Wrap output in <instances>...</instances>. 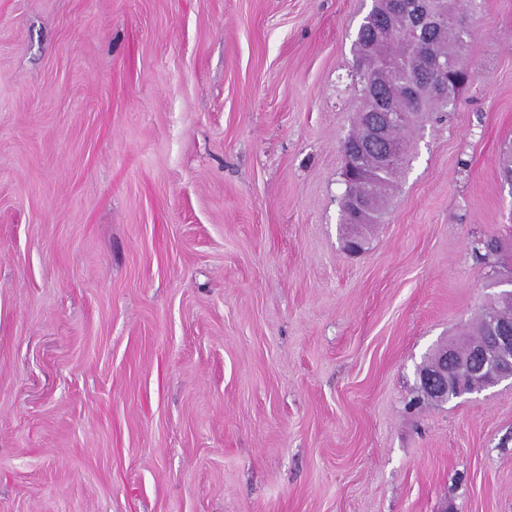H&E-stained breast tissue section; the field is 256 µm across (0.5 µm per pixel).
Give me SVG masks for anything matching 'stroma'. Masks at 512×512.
<instances>
[{
    "label": "stroma",
    "instance_id": "35a3bbf8",
    "mask_svg": "<svg viewBox=\"0 0 512 512\" xmlns=\"http://www.w3.org/2000/svg\"><path fill=\"white\" fill-rule=\"evenodd\" d=\"M373 0H0V512H512V0L345 248ZM504 320H512V305H502L498 309ZM498 315L488 314L484 318V333L481 336V319L471 330L462 335L479 336L465 338L459 343L448 344V350H441L422 373H418V382L426 396L434 402H448L451 390L456 397L480 393L504 380L512 381V323L502 320ZM466 351L467 356H462ZM464 378L481 382L480 388L466 390L461 383Z\"/></svg>",
    "mask_w": 512,
    "mask_h": 512
}]
</instances>
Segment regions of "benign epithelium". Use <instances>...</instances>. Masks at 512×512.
<instances>
[{"instance_id": "obj_1", "label": "benign epithelium", "mask_w": 512, "mask_h": 512, "mask_svg": "<svg viewBox=\"0 0 512 512\" xmlns=\"http://www.w3.org/2000/svg\"><path fill=\"white\" fill-rule=\"evenodd\" d=\"M366 69L362 73L363 94L368 99H377L381 108L377 112L365 113L363 122L364 138L346 140L343 143L344 177L347 184L358 181L357 159L367 150L377 152L379 166L392 169L400 166L405 155V145L396 132L419 122L422 113L419 109L407 106L416 101L418 95L427 96L431 105H448V83L444 75L450 69L464 67L463 58H437V64L423 72V77L411 78L405 75L407 67L391 58L383 62L371 60L366 53ZM370 192L346 197L351 214L350 225L357 227L372 224L383 214V197ZM464 378L476 379L481 387L467 390L461 383ZM512 380V323L502 320L495 314L484 318V333L477 338H465L448 349L441 350L430 365L420 374L418 382L426 396L434 401L445 403L451 390L456 397L480 393L504 380Z\"/></svg>"}]
</instances>
